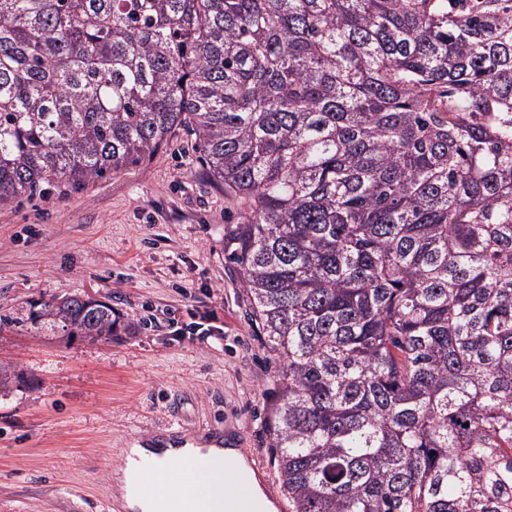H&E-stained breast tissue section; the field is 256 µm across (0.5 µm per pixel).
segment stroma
Masks as SVG:
<instances>
[{"instance_id":"35a3bbf8","label":"stroma","mask_w":512,"mask_h":512,"mask_svg":"<svg viewBox=\"0 0 512 512\" xmlns=\"http://www.w3.org/2000/svg\"><path fill=\"white\" fill-rule=\"evenodd\" d=\"M240 205L191 136L89 185L0 207V512H118L120 449L230 432L277 482L265 418L276 363L224 260ZM90 294L117 317L93 341L38 316Z\"/></svg>"}]
</instances>
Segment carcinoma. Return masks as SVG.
<instances>
[{
	"label": "carcinoma",
	"mask_w": 512,
	"mask_h": 512,
	"mask_svg": "<svg viewBox=\"0 0 512 512\" xmlns=\"http://www.w3.org/2000/svg\"><path fill=\"white\" fill-rule=\"evenodd\" d=\"M177 128L244 205L288 512H512V0H0V206Z\"/></svg>",
	"instance_id": "obj_1"
}]
</instances>
